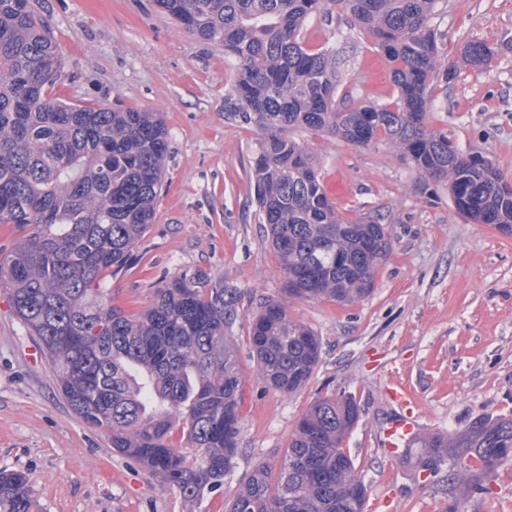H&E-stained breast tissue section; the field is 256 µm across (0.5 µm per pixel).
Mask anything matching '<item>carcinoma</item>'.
Here are the masks:
<instances>
[{
    "mask_svg": "<svg viewBox=\"0 0 512 512\" xmlns=\"http://www.w3.org/2000/svg\"><path fill=\"white\" fill-rule=\"evenodd\" d=\"M157 2L235 61L228 103L258 130L251 181L287 297L364 298L391 249L384 225L339 213L298 131L358 147L382 134L421 173L448 183L459 216L512 235V184L425 121L434 90L457 76L431 27L439 0ZM336 8L391 64L394 101L336 108V53L303 38L313 16ZM493 58L481 40L459 52L477 70ZM61 80L57 48L31 0H0V224L28 229L0 253V290L38 339L74 414L110 433L114 452L201 500L224 485L237 454L243 375L224 334L236 292L185 273L155 289L139 314L112 305V276L146 235L164 188L168 132L158 112L71 102L53 92ZM249 343L263 381L288 394L321 358L318 337L279 300L255 317ZM359 419L352 398H317L280 462L256 465L225 512H363L367 488L342 448ZM423 447L418 470L453 474L475 459L489 481L512 462V417L478 418ZM0 512H39L25 472L0 471Z\"/></svg>",
    "mask_w": 512,
    "mask_h": 512,
    "instance_id": "1",
    "label": "carcinoma"
}]
</instances>
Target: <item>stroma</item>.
<instances>
[{
    "label": "stroma",
    "instance_id": "obj_1",
    "mask_svg": "<svg viewBox=\"0 0 512 512\" xmlns=\"http://www.w3.org/2000/svg\"><path fill=\"white\" fill-rule=\"evenodd\" d=\"M35 8L64 65V97L163 116L168 188L127 267L112 279V302L140 312L158 286L186 271L235 289L225 334L244 376L241 424L223 487L189 502L113 452L107 433L80 422L0 291V469L28 473L42 512H224L242 477L282 459L317 397L344 394L360 411L343 446L367 486L364 512H512V463L480 495L472 491L479 463L453 475L422 473L380 444L395 414L385 391L393 379L419 402L420 437L512 416V235L460 217L447 183L422 175L386 138L357 147L304 133L321 171L340 172L348 184L337 203L343 216L380 220L392 249L369 296L348 305L288 301L289 315L318 336L321 358L302 390L282 393L260 378L248 344L254 317L281 298L284 276L249 175L258 133L225 107L233 62L156 0H36ZM438 9L432 26L445 62L474 39L495 56L490 69L459 68L448 88L437 89L427 122L512 180V0H440ZM304 39L340 57L337 108L394 101L387 60L349 14L313 16Z\"/></svg>",
    "mask_w": 512,
    "mask_h": 512
}]
</instances>
